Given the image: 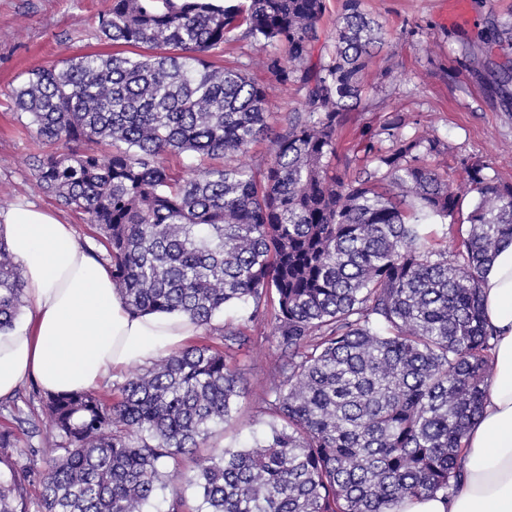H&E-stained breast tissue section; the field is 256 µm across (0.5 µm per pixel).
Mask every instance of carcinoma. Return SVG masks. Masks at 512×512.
Here are the masks:
<instances>
[{
	"mask_svg": "<svg viewBox=\"0 0 512 512\" xmlns=\"http://www.w3.org/2000/svg\"><path fill=\"white\" fill-rule=\"evenodd\" d=\"M325 0H112L98 18L110 52L39 66L13 88L16 111L47 151L38 188L85 216L130 313H179L220 333L135 367L119 398L38 395L54 435L39 463V417L0 412V512H393L448 497L480 416L492 331L482 275L512 242V183L464 167L474 198L453 248L426 227L455 222L448 153L436 136L384 122L365 164L336 166V137L365 90L383 25L363 0H340L328 59L311 63ZM273 48L262 67L305 90L272 127L265 87L212 53L235 31ZM268 143L269 162L235 164ZM171 157L222 159L198 173ZM277 303L281 349L261 398L263 439L223 448L189 472L179 460L232 419L244 387L230 352L244 328L213 320L231 305L252 321ZM26 305L22 268L0 236V331ZM39 487L28 501L27 487ZM201 505L187 506L181 486Z\"/></svg>",
	"mask_w": 512,
	"mask_h": 512,
	"instance_id": "obj_1",
	"label": "carcinoma"
}]
</instances>
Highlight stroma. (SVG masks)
Returning <instances> with one entry per match:
<instances>
[{
  "instance_id": "obj_1",
  "label": "stroma",
  "mask_w": 512,
  "mask_h": 512,
  "mask_svg": "<svg viewBox=\"0 0 512 512\" xmlns=\"http://www.w3.org/2000/svg\"><path fill=\"white\" fill-rule=\"evenodd\" d=\"M112 0H0V214L20 203H32L72 226L78 243L100 251L91 228L81 215L60 206L43 193L32 176L31 160L39 146L26 114L14 109L10 93L33 67L103 50L98 39V16ZM448 0H364L366 10L388 32V43L374 59L366 78L367 93L357 111L349 113L337 139L340 163L360 165L364 144L388 116H406L407 133L440 138L448 146L450 183L459 196V215L467 217L474 199L463 193V163L486 160L490 174L512 182V108H505L488 81L463 66L465 52L482 49L492 66H501L498 48L479 36L493 25H512V0H467L464 20L448 23L441 11ZM261 52L247 39H238L220 62L246 65L250 75L267 89L271 122L280 124L299 108L305 95L299 85H284L258 64ZM391 68L379 79L383 68ZM217 325L244 326L251 338L232 363L245 392L230 422L213 426L212 448H240L269 430L271 418L259 410L266 379L280 349L271 335L269 317L243 322L240 308L231 307Z\"/></svg>"
}]
</instances>
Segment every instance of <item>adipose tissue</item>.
<instances>
[{"instance_id": "ef3b65f1", "label": "adipose tissue", "mask_w": 512, "mask_h": 512, "mask_svg": "<svg viewBox=\"0 0 512 512\" xmlns=\"http://www.w3.org/2000/svg\"><path fill=\"white\" fill-rule=\"evenodd\" d=\"M0 236L22 268L31 302L25 320L0 334V398L27 378L51 393L90 391L112 373L176 351L199 332L177 315H131L110 270L49 211L12 207L0 217ZM481 295L494 332L492 370L468 434L463 478L448 497L406 501L394 512H512V243L496 253Z\"/></svg>"}]
</instances>
